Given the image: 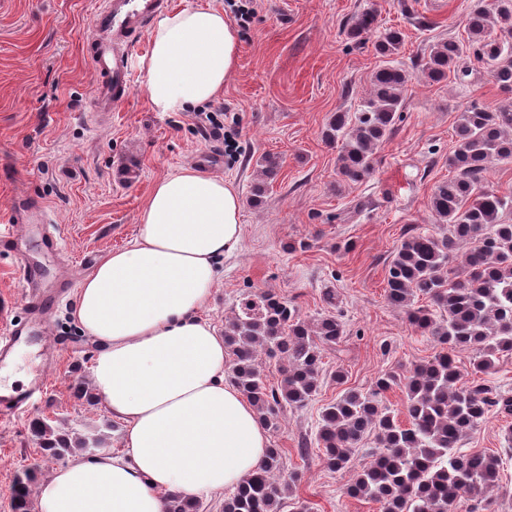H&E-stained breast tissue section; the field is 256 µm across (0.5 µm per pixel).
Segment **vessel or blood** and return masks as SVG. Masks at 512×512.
I'll list each match as a JSON object with an SVG mask.
<instances>
[{
  "label": "vessel or blood",
  "mask_w": 512,
  "mask_h": 512,
  "mask_svg": "<svg viewBox=\"0 0 512 512\" xmlns=\"http://www.w3.org/2000/svg\"><path fill=\"white\" fill-rule=\"evenodd\" d=\"M169 0H100L92 19V33L85 40V53L97 83L94 90V109L111 111L124 102L131 93L129 56L130 50L147 30L152 18L168 7ZM47 215L48 210L40 198L25 196L12 204V226L0 229V252H14L23 236L20 224L26 223L29 212ZM37 246L44 262L21 259L18 269L25 288L24 305L28 322L12 323L7 328V340L0 344V368L8 366L18 344L32 340L35 329L48 325V316L56 302L55 293L44 288L48 275L46 259L58 249L55 232L47 231L38 238ZM46 384L43 369H36L30 384L23 389H0V419H10L29 410L36 393Z\"/></svg>",
  "instance_id": "obj_1"
}]
</instances>
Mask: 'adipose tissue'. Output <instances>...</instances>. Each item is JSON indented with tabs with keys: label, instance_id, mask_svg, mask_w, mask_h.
I'll list each match as a JSON object with an SVG mask.
<instances>
[{
	"label": "adipose tissue",
	"instance_id": "obj_1",
	"mask_svg": "<svg viewBox=\"0 0 512 512\" xmlns=\"http://www.w3.org/2000/svg\"><path fill=\"white\" fill-rule=\"evenodd\" d=\"M238 34L223 8L160 17L139 60L157 112L214 100L237 66ZM233 183L192 167L158 180L138 237L81 281L74 321L99 344L92 369L103 406L125 424L121 453L103 451L37 486L38 512H168L235 490L261 467L269 438L227 380L224 338L201 316L224 255L242 238Z\"/></svg>",
	"mask_w": 512,
	"mask_h": 512
}]
</instances>
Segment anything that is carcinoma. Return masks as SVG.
I'll use <instances>...</instances> for the list:
<instances>
[{
	"label": "carcinoma",
	"mask_w": 512,
	"mask_h": 512,
	"mask_svg": "<svg viewBox=\"0 0 512 512\" xmlns=\"http://www.w3.org/2000/svg\"><path fill=\"white\" fill-rule=\"evenodd\" d=\"M467 39L431 46L421 60L430 84L469 76L467 57L483 64L504 92H512V0H473L465 18ZM357 43L374 38L382 58L372 75V88L353 112H337L322 131L340 144L336 170L343 183H360L373 171L379 146L401 119L402 92L409 74L397 61L404 44L398 29L379 26L366 12L348 31ZM512 160V103L489 107L470 103L460 113L455 145L448 154L452 176L432 190L428 209L437 229L411 231L401 241L386 273L387 302L402 309L409 325L434 337L447 351L416 366L408 376L381 374L366 391L346 386L340 367L332 372L343 387L323 407L316 434L320 459L328 470L349 468L361 451L370 461L354 473L347 493L380 505V512H454L462 499L469 512H492L487 493L499 487L500 458L461 450V442L490 414L512 416V394L485 379L496 361L512 353V195L487 187L496 161ZM260 180L252 190L258 202L281 170L274 155L260 158ZM462 258L463 272L449 275V265ZM428 305L414 307L418 297ZM345 334L341 315L301 317L288 302L271 293L243 299L224 327L228 378L252 403L260 420L276 427L286 408L300 409L319 391L323 358ZM474 352V373L483 377L461 382L453 352ZM281 361L283 378L267 382L257 363L259 354ZM403 388L409 421L402 423L382 404L393 387ZM35 445L52 457L78 448L91 454L103 448L102 430L73 442L45 419L30 423ZM374 447H365L367 438ZM282 449H268L265 464L224 497L222 512H307L298 500L285 502L284 488L272 481L280 470ZM36 479L23 470L11 487L12 512H29L30 488Z\"/></svg>",
	"instance_id": "obj_1"
}]
</instances>
